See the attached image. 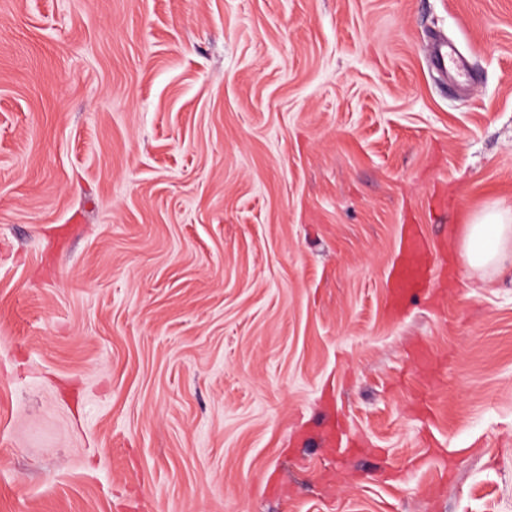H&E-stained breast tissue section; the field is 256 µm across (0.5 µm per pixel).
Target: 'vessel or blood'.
Segmentation results:
<instances>
[{
    "label": "vessel or blood",
    "mask_w": 512,
    "mask_h": 512,
    "mask_svg": "<svg viewBox=\"0 0 512 512\" xmlns=\"http://www.w3.org/2000/svg\"><path fill=\"white\" fill-rule=\"evenodd\" d=\"M431 60L436 70L446 74L459 73L466 68L465 62L444 41L434 43ZM428 275L429 261L424 244L411 227H403L398 259L388 274L392 306H399L414 289L426 287Z\"/></svg>",
    "instance_id": "1"
}]
</instances>
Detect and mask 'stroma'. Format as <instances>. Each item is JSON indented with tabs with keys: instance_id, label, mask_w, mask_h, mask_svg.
<instances>
[{
	"instance_id": "stroma-1",
	"label": "stroma",
	"mask_w": 512,
	"mask_h": 512,
	"mask_svg": "<svg viewBox=\"0 0 512 512\" xmlns=\"http://www.w3.org/2000/svg\"><path fill=\"white\" fill-rule=\"evenodd\" d=\"M490 203L512 0H0V512H512ZM431 60L435 69L445 74H459L466 68L465 62L448 48L447 41H437L433 44ZM460 256L472 270H492L512 277V206L493 204L464 224ZM429 261L424 244L409 226H403L401 244L396 263L388 274L392 311L405 300L415 288H427Z\"/></svg>"
}]
</instances>
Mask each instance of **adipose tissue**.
Returning a JSON list of instances; mask_svg holds the SVG:
<instances>
[{
	"label": "adipose tissue",
	"instance_id": "obj_1",
	"mask_svg": "<svg viewBox=\"0 0 512 512\" xmlns=\"http://www.w3.org/2000/svg\"><path fill=\"white\" fill-rule=\"evenodd\" d=\"M460 256L473 270L512 275V206L493 204L464 224Z\"/></svg>",
	"mask_w": 512,
	"mask_h": 512
}]
</instances>
